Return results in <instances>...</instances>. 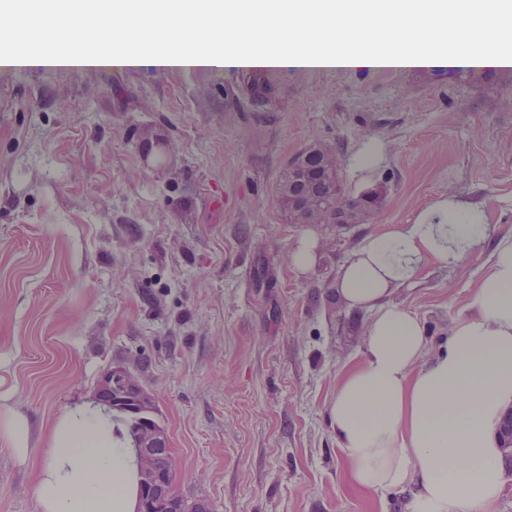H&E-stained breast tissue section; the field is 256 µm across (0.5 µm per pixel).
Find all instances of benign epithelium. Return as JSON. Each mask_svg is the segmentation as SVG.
Returning a JSON list of instances; mask_svg holds the SVG:
<instances>
[{"label":"benign epithelium","mask_w":512,"mask_h":512,"mask_svg":"<svg viewBox=\"0 0 512 512\" xmlns=\"http://www.w3.org/2000/svg\"><path fill=\"white\" fill-rule=\"evenodd\" d=\"M309 152H319L321 167L328 174L338 173L342 162L336 152L312 145ZM311 181L313 176L300 171V163L293 158L288 163L287 173L282 178L277 196L288 197V217L293 224L332 225L340 222V212L330 211L320 205L311 192L299 193L295 189L298 181ZM96 397L108 406L121 407L135 416L150 412L149 395L139 379L128 367L115 366L99 379ZM500 447L512 454V408L509 409L499 428ZM167 445L165 434L150 424L141 426L137 436L140 474L138 512H186L182 497L174 492V468L161 470L156 465L155 448Z\"/></svg>","instance_id":"1"}]
</instances>
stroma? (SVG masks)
Returning a JSON list of instances; mask_svg holds the SVG:
<instances>
[{
    "label": "stroma",
    "mask_w": 512,
    "mask_h": 512,
    "mask_svg": "<svg viewBox=\"0 0 512 512\" xmlns=\"http://www.w3.org/2000/svg\"><path fill=\"white\" fill-rule=\"evenodd\" d=\"M315 142L338 150L346 191L381 190L370 223H289L276 186ZM444 199L512 236V69L0 70V405L33 433L27 464L0 449V512H34L49 422L141 358L179 495L210 512H377L330 428L369 320L336 274ZM305 236L320 254L302 271ZM491 254L426 263L390 300L444 347ZM317 250L314 240L302 239L291 253V262L295 268L307 270L316 261Z\"/></svg>",
    "instance_id": "35a3bbf8"
}]
</instances>
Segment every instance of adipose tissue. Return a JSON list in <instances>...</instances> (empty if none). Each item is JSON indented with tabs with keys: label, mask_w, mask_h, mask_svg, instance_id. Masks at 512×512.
Wrapping results in <instances>:
<instances>
[{
	"label": "adipose tissue",
	"mask_w": 512,
	"mask_h": 512,
	"mask_svg": "<svg viewBox=\"0 0 512 512\" xmlns=\"http://www.w3.org/2000/svg\"><path fill=\"white\" fill-rule=\"evenodd\" d=\"M71 28L134 12L153 43L129 41L131 68L203 65L236 72L335 61L352 70L512 68V0H59ZM241 18L235 45L201 49L186 31L221 35ZM492 237L486 213L441 201L414 224L367 237L342 264L339 293L370 315L360 363L329 403L352 484L393 489L382 512H492L504 489L497 430L512 408V239H495L471 312L447 349L432 350L418 318L390 303L424 263L456 262ZM493 238V237H492ZM0 445L30 454L25 416L0 411ZM35 512H136L139 471L121 423L101 403L64 409L47 429Z\"/></svg>",
	"instance_id": "1"
}]
</instances>
